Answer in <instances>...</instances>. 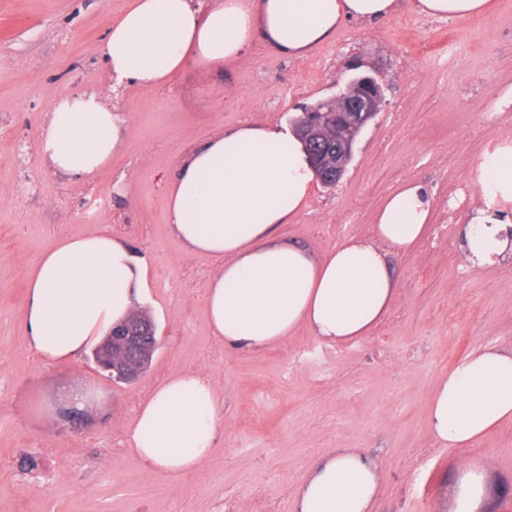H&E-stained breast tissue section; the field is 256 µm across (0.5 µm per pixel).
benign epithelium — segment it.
I'll use <instances>...</instances> for the list:
<instances>
[{
	"mask_svg": "<svg viewBox=\"0 0 512 512\" xmlns=\"http://www.w3.org/2000/svg\"><path fill=\"white\" fill-rule=\"evenodd\" d=\"M384 87L370 73H356L348 78L339 94L328 100L326 111L336 113V121L352 133L339 138L336 145V169L344 168L354 154L358 132L381 111ZM318 109H304L297 131L307 140L321 137L324 124L317 118ZM158 348L156 327L125 320L112 327L94 348L96 367L116 382L132 384L145 373Z\"/></svg>",
	"mask_w": 512,
	"mask_h": 512,
	"instance_id": "1",
	"label": "benign epithelium"
}]
</instances>
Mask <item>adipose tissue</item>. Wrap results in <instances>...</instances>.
<instances>
[{
    "label": "adipose tissue",
    "instance_id": "ef3b65f1",
    "mask_svg": "<svg viewBox=\"0 0 512 512\" xmlns=\"http://www.w3.org/2000/svg\"><path fill=\"white\" fill-rule=\"evenodd\" d=\"M403 0H133L109 24L98 51L116 84L159 87L187 58L209 66L244 59L254 41L305 57L350 20L373 23L396 14ZM437 19L480 18L491 0H417ZM39 151L57 173L82 180L104 170L122 146L126 119L101 91L69 92L50 108ZM314 172L288 128L244 124L211 135L167 185L166 219L189 250L219 262L205 293L207 321L225 345L259 352L298 325L315 338L357 340L382 321L399 284L388 251L404 252L425 235L433 209L415 182L380 209L375 239H349L323 257L281 240L279 225L305 209ZM483 196L512 202V145L478 163ZM467 266L488 268L512 252L507 223L477 211L463 230ZM151 293L148 261L122 239L94 229L44 251L28 275L23 320L41 358L66 361L101 340L113 323ZM428 422L435 440L469 448L512 419V350L485 347L458 361L432 392ZM221 427L219 400L198 372L159 384L133 419L130 446L146 473L172 479L199 471ZM378 462L340 448L303 479L295 512H372ZM487 491L481 463H465L452 486L455 512H475Z\"/></svg>",
    "mask_w": 512,
    "mask_h": 512
}]
</instances>
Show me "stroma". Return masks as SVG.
<instances>
[{
    "mask_svg": "<svg viewBox=\"0 0 512 512\" xmlns=\"http://www.w3.org/2000/svg\"><path fill=\"white\" fill-rule=\"evenodd\" d=\"M474 20L407 8L343 23L302 59L254 44L222 68L191 62L162 87L116 88L98 55L132 0H0V512H225L261 499L294 512L315 461L357 448L379 462L375 512H450L449 489L476 460L488 494L476 512H512V420L469 448L440 446L427 402L457 361L512 347V260L473 269L461 229L482 198L477 159L512 142V0ZM374 74L385 104L358 137L339 183L315 185L280 238L320 257L374 237L387 197L408 182L434 199L423 239L389 253L399 292L369 336L325 344L306 326L261 352L212 336L204 293L218 263L189 252L166 222L164 186L220 128L286 123L334 97L350 67ZM113 88L127 118L106 170L76 181L45 164L38 140L52 103ZM108 227L151 263L159 347L135 384L99 372L91 353L46 362L22 324L27 273L52 242ZM204 371L223 426L208 463L174 482L145 474L129 447L139 407L168 376ZM82 393V421L59 406Z\"/></svg>",
    "mask_w": 512,
    "mask_h": 512,
    "instance_id": "obj_1",
    "label": "stroma"
}]
</instances>
